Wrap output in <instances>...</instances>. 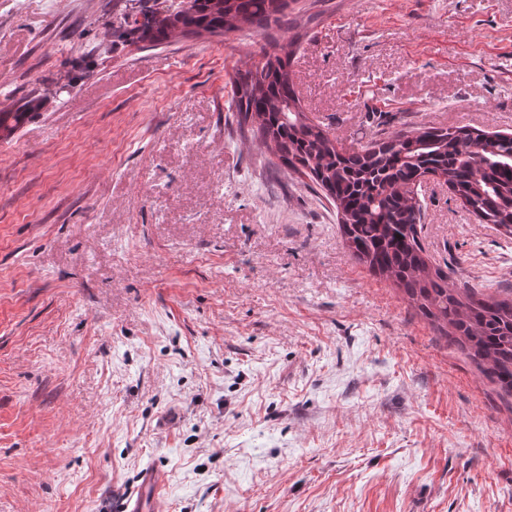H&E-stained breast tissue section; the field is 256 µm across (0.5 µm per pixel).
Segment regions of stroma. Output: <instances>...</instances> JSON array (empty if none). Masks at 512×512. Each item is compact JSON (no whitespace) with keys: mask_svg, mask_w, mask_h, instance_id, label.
Segmentation results:
<instances>
[{"mask_svg":"<svg viewBox=\"0 0 512 512\" xmlns=\"http://www.w3.org/2000/svg\"><path fill=\"white\" fill-rule=\"evenodd\" d=\"M112 0H0V512H512V398L267 164L232 79L295 40L358 149L512 133V0H293L260 32L112 42ZM450 283L512 293V238L423 182ZM20 106L10 111H0V136L11 134L21 127L26 119L41 106V98L29 96ZM164 478L156 469H145L137 484L126 494L112 497L114 512H157L162 498Z\"/></svg>","mask_w":512,"mask_h":512,"instance_id":"35a3bbf8","label":"stroma"}]
</instances>
